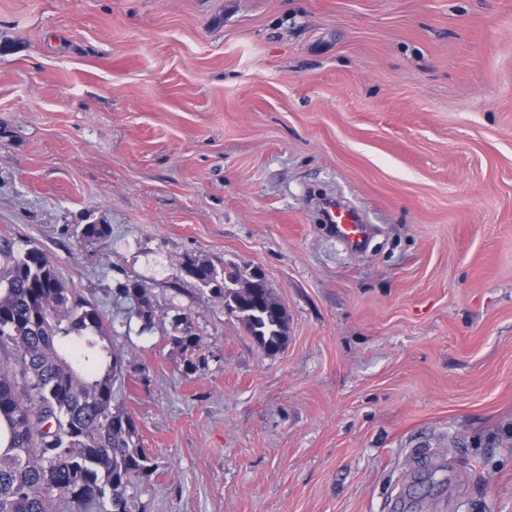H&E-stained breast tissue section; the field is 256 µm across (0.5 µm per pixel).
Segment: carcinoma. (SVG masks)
Here are the masks:
<instances>
[{"label":"carcinoma","mask_w":512,"mask_h":512,"mask_svg":"<svg viewBox=\"0 0 512 512\" xmlns=\"http://www.w3.org/2000/svg\"><path fill=\"white\" fill-rule=\"evenodd\" d=\"M80 242L105 244L108 224L77 225ZM180 273L224 303L270 355L288 344L286 311L263 275L226 270L187 254ZM118 294L149 331L155 309L137 279ZM170 343L184 371L206 367L193 317H175ZM127 359L112 342V317L66 283L44 250L0 236V512H139L158 465L141 445L133 417L115 402Z\"/></svg>","instance_id":"carcinoma-1"}]
</instances>
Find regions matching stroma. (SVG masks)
Segmentation results:
<instances>
[{
  "mask_svg": "<svg viewBox=\"0 0 512 512\" xmlns=\"http://www.w3.org/2000/svg\"><path fill=\"white\" fill-rule=\"evenodd\" d=\"M4 234L114 318L142 512H512V0H0ZM187 254L260 270L285 350ZM327 223L332 224L336 238L349 249L363 251L370 239L371 225L355 208L346 205L342 200L328 198L322 202V212ZM72 235L80 242L88 244H105L111 237V227L110 225L98 224L96 222L78 224L73 229ZM119 285L118 294L129 302V313L142 321V331H150L155 324V309L147 288L136 279H127ZM174 321L179 335L170 336V343L181 355L185 373L196 374L206 367L207 362L205 357L199 354L202 339L195 333L192 314H177Z\"/></svg>",
  "mask_w": 512,
  "mask_h": 512,
  "instance_id": "stroma-1",
  "label": "stroma"
}]
</instances>
